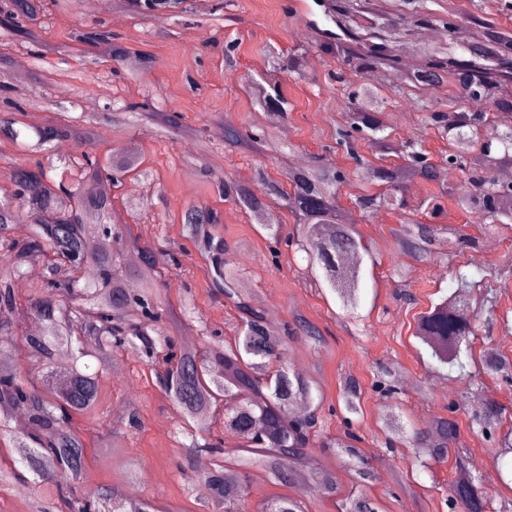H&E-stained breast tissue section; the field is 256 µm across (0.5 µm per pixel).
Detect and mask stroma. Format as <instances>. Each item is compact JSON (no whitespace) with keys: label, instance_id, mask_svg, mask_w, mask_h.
I'll use <instances>...</instances> for the list:
<instances>
[{"label":"stroma","instance_id":"1","mask_svg":"<svg viewBox=\"0 0 512 512\" xmlns=\"http://www.w3.org/2000/svg\"><path fill=\"white\" fill-rule=\"evenodd\" d=\"M386 18L408 26L409 36L398 46V69L389 81L377 71L364 74L345 64L328 44L334 28L322 0H181L173 10L167 33L154 21L127 8L91 13L85 4L64 11L47 0L42 20L44 42H70L75 29L104 23L112 32V46L128 55L143 52L149 68L141 80H132L127 68H115L111 48L63 61L52 53L36 57L13 45L12 59L25 60V75H11L12 96L28 101L25 122L39 128L60 120L61 112L43 107L46 99L71 102V115L99 113L112 100H149L157 109L176 112L193 131L192 136L160 139L137 125L98 142L103 156L137 144L145 176L126 180L122 197H142L152 190L162 193L146 211L120 213L140 242L156 248L161 257V293L169 299L176 317L175 337H202L204 329L224 336L241 329L238 312L227 301L214 298L208 288L206 265L199 254L172 266L169 256L181 244V216L189 205L218 209L223 218L216 228L231 247L230 258L239 276L262 301L277 328L302 319L320 336L289 340L290 370L311 380L318 407L320 459L336 476L340 495L355 492L374 499L380 512H453L450 485L454 462L420 467L403 441L385 446L380 427L387 413L400 415L407 429H422L442 416L458 424L456 448L469 463V472L482 484L485 512H512V372L486 373L480 357L486 349L512 360V222H491L458 207L451 188L463 183L465 169H449L446 186L412 182L400 190L397 205L363 213L354 205L358 181L355 163L336 150V131L344 124V103L360 84H368L383 101V115L392 138L420 144L432 161L451 153L445 134L427 119L423 105L445 114L459 112L462 104L452 85H418L400 91L409 62L425 66L430 53L461 48L474 41L481 27L512 30V0H420L421 19L412 21L405 0H379ZM219 7L223 23L209 21ZM454 30H447L448 19ZM298 54L294 72H271L265 56L269 46ZM237 66L230 69L226 58ZM259 83L285 101L288 117L282 141L291 158L325 155L346 177L337 190L342 213L352 215L368 243L372 258L365 267L366 281L356 313L347 314L331 292L312 276L307 255L297 245L275 243L259 232L249 215L234 202L220 198L215 182L220 178L263 190L265 183L286 182L285 165L272 157L229 147L225 130H248L264 122L248 87ZM210 145V170L202 172L191 158L194 138ZM434 225L435 239L421 258L404 254L396 246L403 218ZM495 269L482 278V268ZM467 273L472 285L463 296L473 336L462 348L469 363L465 370L434 362L414 336L416 321L431 304L458 294L457 273ZM193 294L194 307L182 306ZM361 389L360 415L346 413L341 395L348 380ZM389 380L393 393L385 395L377 383ZM101 382L106 393L95 418L82 420L87 449L89 486L133 490L136 498L155 501L176 512H202L197 486L187 485L180 472V412L156 387L140 362L124 356L104 367ZM501 408L498 421L480 424L485 404ZM137 412L142 427L120 428L113 440L133 449L131 459L137 480L113 467L98 448L104 426L117 410ZM356 435V448L373 468V477L361 480L340 455L336 444Z\"/></svg>","mask_w":512,"mask_h":512}]
</instances>
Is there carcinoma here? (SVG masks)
<instances>
[{
  "label": "carcinoma",
  "mask_w": 512,
  "mask_h": 512,
  "mask_svg": "<svg viewBox=\"0 0 512 512\" xmlns=\"http://www.w3.org/2000/svg\"><path fill=\"white\" fill-rule=\"evenodd\" d=\"M43 0H0V75L9 64L5 46L18 42L30 54L43 55L40 15ZM164 28L171 0H132ZM367 0H338L336 49L344 61L364 73L384 63L397 68L398 56L383 53L401 37L400 29L380 17L366 33L368 45L361 52L347 51L341 37L352 36L351 22L364 13ZM74 41L92 48L112 42V32L100 23L78 30ZM470 59L450 53L431 55L428 65L404 80L405 84L442 85L448 79L462 102L477 101L494 112L512 118V95L501 89L512 77V32L491 31L463 48ZM477 90L479 97L470 96ZM11 86L0 80L4 105L14 114L26 111L27 102L7 95ZM253 99L264 112L266 125L258 133H232L228 144L281 153L273 130L288 117L284 100L255 85ZM346 125L339 143L357 160V176L385 187L381 192L356 198L360 211L370 213L394 204L390 192L415 179L442 181L440 167L429 162L422 148L398 144L384 134L386 125L377 94L363 83L345 103ZM131 117L157 127V133L172 139L186 130L180 116L156 111L147 102H128L102 116L81 113L62 122L26 131L15 127L18 120L0 118V139L25 140L24 146L43 153L53 144H71L74 150L58 155L57 163H15L10 168L11 189L0 188V445L11 450V463L0 464V484L32 476L37 487L54 482V472L63 470L70 481L56 486V495L35 503L36 512H164L147 500L127 501L106 489L84 484L87 445L76 418L92 419L101 401L99 371L84 362H104L126 354L144 362L155 385L179 408L181 428L190 439L184 446L190 455L213 457L212 468L199 476L209 485L212 506L221 512H247V474L264 469L281 484L297 481L296 466L315 462L317 427L312 407V385L305 377L290 373L286 365L288 338L267 331L268 315L252 302L248 285L231 266L229 246L211 232L221 223L218 211L188 206L181 216L185 236L205 260L210 287L230 300L239 311L243 328L227 341L214 337L200 348H188L160 327L168 309L158 293L161 272L153 267L154 252L131 236L129 225L114 219L112 196L98 193L103 181L118 189L140 166V151L130 146L102 160L80 146L90 145L121 131ZM429 120L441 128L457 151L453 159L468 167L465 188L458 194L461 208L493 222L512 220V185L496 182L494 172L512 166V123L492 142H479L474 131L483 122V111L465 109L448 122L432 110ZM369 136L381 155H404L406 164L397 170L359 160L350 131ZM341 173L331 160L315 157L304 169L288 170L292 192L270 186L257 193L232 180L217 184L220 193L250 215L267 235L277 237L282 225L271 223L270 196L276 194L295 212L297 241L319 268L342 309L357 308L364 286L363 262L350 264L347 257L369 249L356 226L336 205ZM434 237L430 224L412 223L398 239L399 249L413 257L428 253ZM25 276L29 288L24 295L15 281ZM40 322L37 333L23 329L28 320ZM472 333L471 323L459 317L458 301L442 300L418 321L416 337L430 357L441 365L463 366L461 345ZM483 367L491 373H509L512 363L488 349ZM345 410L360 412L361 393L349 383L342 394ZM457 436L454 421L438 417L433 425L415 430L407 440L424 467L447 461L448 442ZM237 439L235 450L225 452L224 438ZM456 476L451 501L460 512H481L484 500L478 493L461 456L455 458ZM302 492L336 494V478L318 468L304 483ZM340 512H379L364 497L351 496L338 504ZM255 512H302L298 498L277 497L255 507Z\"/></svg>",
  "instance_id": "carcinoma-1"
}]
</instances>
